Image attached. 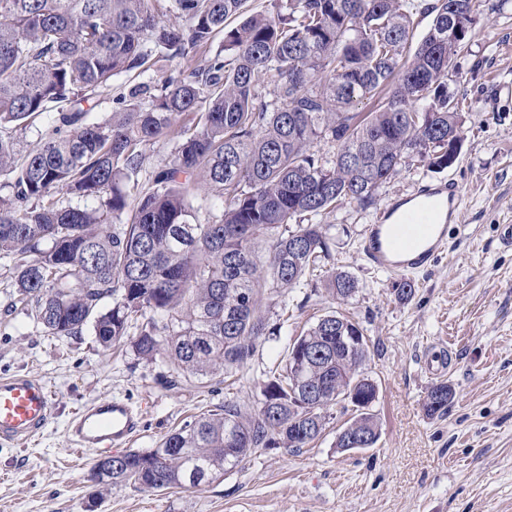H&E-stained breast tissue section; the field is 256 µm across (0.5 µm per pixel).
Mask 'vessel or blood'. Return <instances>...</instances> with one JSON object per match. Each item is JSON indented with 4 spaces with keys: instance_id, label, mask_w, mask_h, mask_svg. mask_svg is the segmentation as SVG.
Wrapping results in <instances>:
<instances>
[{
    "instance_id": "1",
    "label": "vessel or blood",
    "mask_w": 512,
    "mask_h": 512,
    "mask_svg": "<svg viewBox=\"0 0 512 512\" xmlns=\"http://www.w3.org/2000/svg\"><path fill=\"white\" fill-rule=\"evenodd\" d=\"M417 197L444 202V222L431 221L418 207L406 210L401 233L391 225H368L361 252L374 267L406 276L430 266L445 251L448 226L457 220L464 190L448 180L417 189ZM53 398L44 383L28 375L0 378V446L25 445L49 423ZM144 423L141 408L120 398H103L77 409L66 429V439L78 452L109 454L125 447Z\"/></svg>"
}]
</instances>
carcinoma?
Returning a JSON list of instances; mask_svg holds the SVG:
<instances>
[{
    "label": "carcinoma",
    "mask_w": 512,
    "mask_h": 512,
    "mask_svg": "<svg viewBox=\"0 0 512 512\" xmlns=\"http://www.w3.org/2000/svg\"><path fill=\"white\" fill-rule=\"evenodd\" d=\"M465 2L270 0L257 11L249 0H0L9 303L30 305L51 336L89 327L105 349L133 328L138 355L161 353L189 379L240 371L267 335L265 292L301 287L328 255L324 217L345 202L374 207L413 158L441 170L459 156L463 99L448 65L464 45L453 22L474 21ZM418 16L432 22L414 45ZM219 35L205 64L133 85L105 118L78 106ZM359 103L372 110L360 115ZM38 118L34 145H22L18 132ZM170 136V154L139 180L145 147ZM211 191L217 213L202 219L193 200ZM325 287L345 300L358 284L333 272ZM368 355L364 328L333 310L266 372L256 410L226 399L156 447L111 457L93 480L199 488L243 457L309 446L324 409L352 391L363 401L348 399L357 415L336 447L370 448L380 432ZM453 396L432 385L427 414Z\"/></svg>",
    "instance_id": "carcinoma-1"
}]
</instances>
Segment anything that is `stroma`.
Here are the masks:
<instances>
[{
  "mask_svg": "<svg viewBox=\"0 0 512 512\" xmlns=\"http://www.w3.org/2000/svg\"><path fill=\"white\" fill-rule=\"evenodd\" d=\"M477 3L454 60V89L467 103L458 160L440 172L412 160L379 189V206L337 207L316 275L349 272L355 296L343 302L307 286L264 296L260 313L279 334L236 375L201 384L163 360L138 357L126 338L107 351L88 329L46 335L27 307L4 309L11 273L0 264V377L41 380L57 408L26 446L0 450V512H512V248L499 237L512 225V0ZM447 178L464 189L458 226L447 252L411 274L414 294L400 298V277L362 259L365 229L379 223L382 204ZM331 310L359 322L371 339L367 372L379 385L373 411L380 422L373 447L337 448L336 431L353 415L342 401L329 407L330 424L311 446L268 449L199 489H104L91 478L96 454H70L69 417L105 397L144 405V428L130 444L136 451L156 447L195 415L221 411L227 398L256 408L269 368ZM445 349L450 365L429 369ZM440 381L454 398L446 414L431 417L424 402Z\"/></svg>",
  "mask_w": 512,
  "mask_h": 512,
  "instance_id": "1",
  "label": "stroma"
}]
</instances>
